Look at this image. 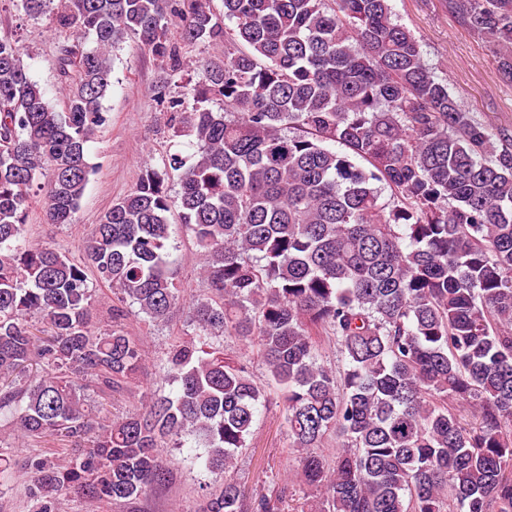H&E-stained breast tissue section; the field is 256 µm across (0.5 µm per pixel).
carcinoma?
I'll return each mask as SVG.
<instances>
[{"label":"carcinoma","instance_id":"obj_1","mask_svg":"<svg viewBox=\"0 0 512 512\" xmlns=\"http://www.w3.org/2000/svg\"><path fill=\"white\" fill-rule=\"evenodd\" d=\"M15 2L64 38L62 108L0 39V449L85 444L65 465L54 450L26 461L33 512L72 490L89 504L145 497L169 477L159 449L188 438L224 476L196 512H280L288 484L248 496L232 476L272 390L299 482L319 495L296 512H512V134L461 106L391 0H221L231 33L212 0ZM448 10L512 81V0ZM175 18L183 43L222 42L224 57L186 59ZM128 37L197 74L194 103L168 99L162 166L75 256L33 239L27 219L40 195L47 223H72L112 48ZM175 222L205 284L192 333L166 353L176 390L104 423L94 405L130 390L144 350L95 329L99 287L115 321H168L184 293Z\"/></svg>","mask_w":512,"mask_h":512}]
</instances>
